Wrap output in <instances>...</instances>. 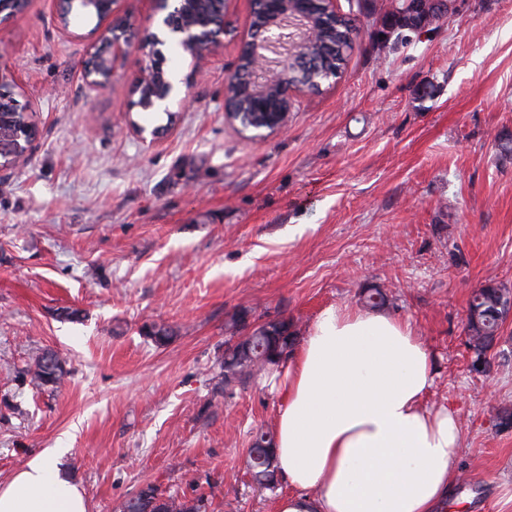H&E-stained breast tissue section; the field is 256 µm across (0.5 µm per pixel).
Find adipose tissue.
<instances>
[{
    "mask_svg": "<svg viewBox=\"0 0 512 512\" xmlns=\"http://www.w3.org/2000/svg\"><path fill=\"white\" fill-rule=\"evenodd\" d=\"M271 388L276 445L290 490L278 512H440L459 479L457 410L425 403L432 357L410 323L323 309ZM60 448L0 485V512H87L61 477Z\"/></svg>",
    "mask_w": 512,
    "mask_h": 512,
    "instance_id": "obj_1",
    "label": "adipose tissue"
}]
</instances>
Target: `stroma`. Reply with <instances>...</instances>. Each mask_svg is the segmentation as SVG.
Masks as SVG:
<instances>
[{
    "mask_svg": "<svg viewBox=\"0 0 512 512\" xmlns=\"http://www.w3.org/2000/svg\"><path fill=\"white\" fill-rule=\"evenodd\" d=\"M337 6L359 29L340 78L262 138L224 119L250 0H227L200 68L165 49L190 105L159 139L165 113L134 92L156 0H117L134 38L99 84L83 71L96 17L63 24L53 0H27L0 22V76L38 129L0 170V485L62 443L88 512L149 483L205 495L207 512H275L245 459L279 399L257 378L216 389L224 323L285 318L303 337L377 288L432 354L429 404L461 414L468 483L444 512H512V319L483 372L465 332L475 290L512 288V0H455L405 45L384 26L392 0ZM154 324L172 340L147 339ZM47 350L67 375L39 390L27 370Z\"/></svg>",
    "mask_w": 512,
    "mask_h": 512,
    "instance_id": "obj_1",
    "label": "stroma"
}]
</instances>
